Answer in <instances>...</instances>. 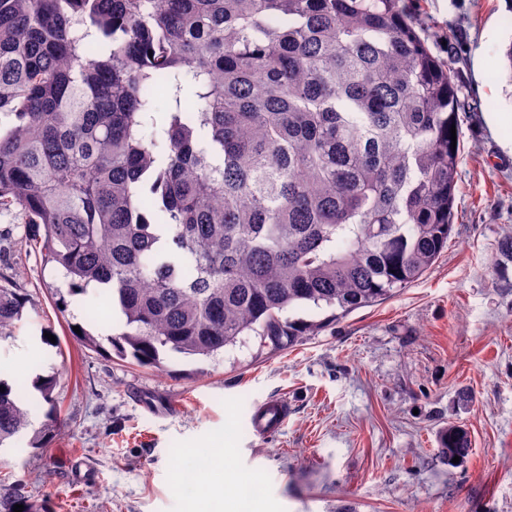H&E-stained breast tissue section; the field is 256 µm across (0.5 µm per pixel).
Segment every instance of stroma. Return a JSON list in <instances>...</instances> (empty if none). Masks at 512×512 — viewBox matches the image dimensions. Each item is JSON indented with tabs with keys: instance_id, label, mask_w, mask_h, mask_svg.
Instances as JSON below:
<instances>
[{
	"instance_id": "stroma-1",
	"label": "stroma",
	"mask_w": 512,
	"mask_h": 512,
	"mask_svg": "<svg viewBox=\"0 0 512 512\" xmlns=\"http://www.w3.org/2000/svg\"><path fill=\"white\" fill-rule=\"evenodd\" d=\"M424 29L455 28L432 43L459 70L464 151L455 220L443 251L416 282L354 310L281 351L249 337L210 360L167 357L144 367L77 345L75 325L104 327L93 296L59 312L63 281L25 241L17 212L0 213V267L12 266L38 303L0 346V374L15 380L32 414L49 406L16 366L58 374L64 432L45 448L20 439L0 454V488L19 484L39 512H200L237 487L188 495L173 461L224 454L260 485L251 512H512V40L507 0H408ZM49 340H42V333ZM287 398L282 432L255 442L259 400ZM462 426L468 457L448 464L439 433ZM95 481L69 478L72 460Z\"/></svg>"
}]
</instances>
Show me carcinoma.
<instances>
[{
    "instance_id": "1",
    "label": "carcinoma",
    "mask_w": 512,
    "mask_h": 512,
    "mask_svg": "<svg viewBox=\"0 0 512 512\" xmlns=\"http://www.w3.org/2000/svg\"><path fill=\"white\" fill-rule=\"evenodd\" d=\"M169 107L155 117L153 94ZM402 0H0V211L163 368L251 334L280 351L392 297L448 247L462 101ZM456 128L451 145L450 128ZM298 305L327 308L294 320ZM32 294L0 272V340ZM50 405L30 439L62 429ZM31 426L0 378V447ZM441 453L466 458L451 425ZM32 505L17 489L0 512Z\"/></svg>"
}]
</instances>
